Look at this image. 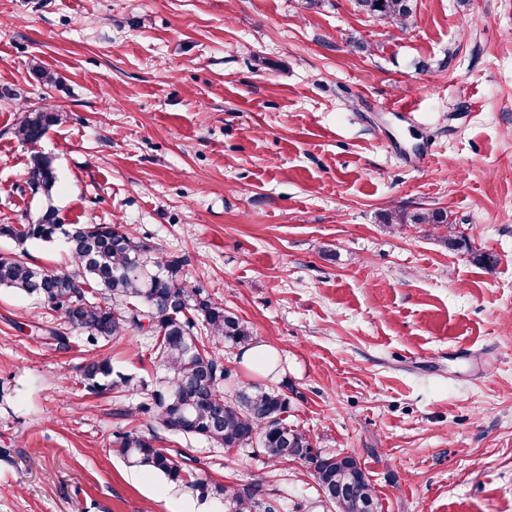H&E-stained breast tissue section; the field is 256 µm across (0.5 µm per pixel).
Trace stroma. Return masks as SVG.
Returning <instances> with one entry per match:
<instances>
[{"instance_id": "35a3bbf8", "label": "stroma", "mask_w": 512, "mask_h": 512, "mask_svg": "<svg viewBox=\"0 0 512 512\" xmlns=\"http://www.w3.org/2000/svg\"><path fill=\"white\" fill-rule=\"evenodd\" d=\"M413 6L401 30L353 0H0V224L51 204L185 259L276 352L267 370L215 345L230 384L286 394L288 424L355 455L381 512H512V0ZM46 102L69 115L36 148L48 197L14 134ZM398 210L446 212L465 248L382 223ZM60 323L0 288V512H224L196 479L334 512L305 461L175 434L87 389L94 353L156 388L149 333L62 346ZM131 430L185 483L128 466ZM27 180L35 190H41L48 196L56 182V173L51 159L35 149L30 156Z\"/></svg>"}]
</instances>
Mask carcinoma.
<instances>
[{"label":"carcinoma","mask_w":512,"mask_h":512,"mask_svg":"<svg viewBox=\"0 0 512 512\" xmlns=\"http://www.w3.org/2000/svg\"><path fill=\"white\" fill-rule=\"evenodd\" d=\"M354 6L402 29L413 16L412 0H354ZM67 119L68 115L53 105L30 108L16 134L34 146ZM27 180L35 190L50 194L56 182L51 159L32 151ZM45 213L50 219L42 224H1L0 236L21 246L28 241L54 242L62 237L63 224L55 208L50 206ZM384 223L431 224L446 229L443 241L448 246L465 242L441 211L392 212L384 217ZM80 228L83 235L68 244L74 262L70 268L45 270L39 275V268L27 262L24 254H0V288L46 303L61 314L70 329L84 334L92 347L122 336L130 328H141V320L150 318L167 301H175L180 312L173 319L159 318L155 332L157 358L165 371L161 388L152 391L151 401L130 408L127 415L138 410L150 413L168 431L227 449L257 442L274 465L303 459L313 465L320 493L336 512H378V501L360 461L349 454L314 451L304 432L288 427L283 417L288 411L284 394L261 386L224 392L228 373L204 338L244 349L251 345V332L223 304L187 282L182 259L152 256L154 249L148 241L120 225L82 224ZM194 339L201 349L191 353L187 347ZM83 377L95 392L144 389L142 381L113 373L109 361L98 356L84 363ZM117 444L129 465L160 473L172 482L184 481L182 466L166 449L156 447L154 438L129 431L119 435ZM188 486L203 498L211 492L223 496L227 512H276L275 506L264 500L258 481L242 489L224 485L211 489L198 480Z\"/></svg>","instance_id":"1"}]
</instances>
